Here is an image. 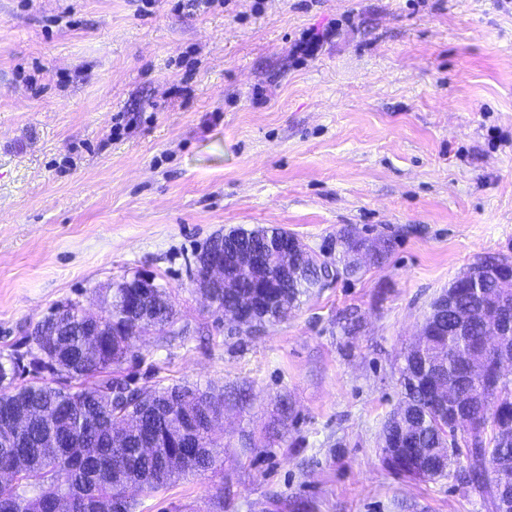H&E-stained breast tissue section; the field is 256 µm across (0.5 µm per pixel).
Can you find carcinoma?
I'll list each match as a JSON object with an SVG mask.
<instances>
[{"mask_svg":"<svg viewBox=\"0 0 512 512\" xmlns=\"http://www.w3.org/2000/svg\"><path fill=\"white\" fill-rule=\"evenodd\" d=\"M284 234L277 227L234 230L229 237L245 249L259 238ZM341 275L356 276L360 251H372L377 263L388 251L385 241L372 243L353 231L341 234ZM508 263V260L501 261ZM478 260L470 266L480 277L482 295L471 299L472 287L454 281L448 287L466 324L433 322L430 333L404 356L401 367L402 403L414 411L410 435L416 447L382 456L383 466L397 476L437 480L442 470L423 468L421 458L435 448L465 459L459 479L482 496L488 509H498L496 476L512 479V381L500 374L503 359L482 349L493 309L512 310V285L507 276L487 278L482 270L501 263ZM277 258L269 260L265 288H223L216 291V308L237 305L250 294V317L267 325L288 318L302 298L322 287L313 263L288 281L279 275ZM145 305L121 282L102 301L99 314L86 318L82 307H56L32 333L34 347L21 354L0 353V512H133L135 504L122 485L151 494L180 474L212 469L219 457L210 432L224 412V400L188 385L126 390L109 373L131 353L132 340L149 326L139 323ZM159 327L174 323L171 301L151 306ZM32 379L27 381L25 376ZM455 388L460 409L474 422L462 446L449 447L448 415L438 399L439 382ZM153 418L156 450L146 452L133 432L112 435L125 424L126 414ZM196 427V448H169L166 441L187 416Z\"/></svg>","mask_w":512,"mask_h":512,"instance_id":"carcinoma-1","label":"carcinoma"}]
</instances>
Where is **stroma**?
<instances>
[{"mask_svg":"<svg viewBox=\"0 0 512 512\" xmlns=\"http://www.w3.org/2000/svg\"><path fill=\"white\" fill-rule=\"evenodd\" d=\"M0 0V352L138 272L173 328L113 372L224 397L217 472L130 491L135 512H488L380 459L433 300L512 261V0ZM330 31L311 55L306 31ZM189 92H181L182 84ZM276 226L321 258L389 248L259 335L226 328L195 257ZM356 315L355 333L344 331ZM337 243L340 247V257L336 262V266L340 269L341 276L344 277H354L359 273L361 266L357 263L356 257L360 251L371 249L373 264L383 259L388 251V245L384 240L378 239L369 244L367 239L360 237L353 231L341 234L337 239Z\"/></svg>","mask_w":512,"mask_h":512,"instance_id":"stroma-1","label":"stroma"}]
</instances>
